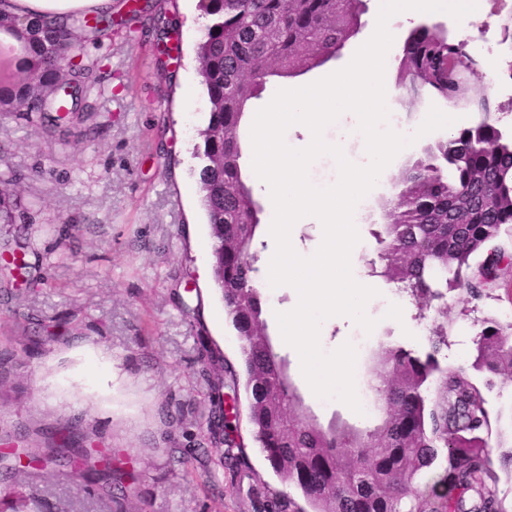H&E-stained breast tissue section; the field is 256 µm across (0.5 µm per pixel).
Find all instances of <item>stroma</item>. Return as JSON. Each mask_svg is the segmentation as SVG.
<instances>
[{
	"mask_svg": "<svg viewBox=\"0 0 512 512\" xmlns=\"http://www.w3.org/2000/svg\"><path fill=\"white\" fill-rule=\"evenodd\" d=\"M133 27L113 24L97 40L77 34L97 90L79 109L95 128L51 132L19 114L0 117V178H21L25 221L0 224V262L16 245L41 257L39 285L0 288V356L9 375L0 385V449L30 446L31 429L81 420L94 445L120 452L135 477L127 481L126 512H253L219 449L202 440L209 384L223 364H237L235 331L211 274L209 231L200 203L195 147L209 103L197 47L207 18L199 0H155ZM359 33L340 56L305 74L271 78L270 87L302 86L344 65L373 33L379 0H366ZM447 130L420 138L361 204L357 266L377 259V204L398 191L406 162L423 156ZM378 295L367 309L377 325L364 333L334 320L320 331L330 352L344 342L358 351L355 372L366 376L382 345L429 349L430 319L418 318L402 296L406 324L385 316L394 284L374 278ZM512 318V277L501 276L478 299L448 294L450 344L442 366L470 365L480 321ZM55 338H46L44 328ZM212 358L201 359V342ZM321 424L376 425L335 399L297 383ZM27 491L52 512H113L110 497L88 495L87 481L66 469L27 471Z\"/></svg>",
	"mask_w": 512,
	"mask_h": 512,
	"instance_id": "obj_1",
	"label": "stroma"
}]
</instances>
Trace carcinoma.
Masks as SVG:
<instances>
[{
  "label": "carcinoma",
  "instance_id": "obj_1",
  "mask_svg": "<svg viewBox=\"0 0 512 512\" xmlns=\"http://www.w3.org/2000/svg\"><path fill=\"white\" fill-rule=\"evenodd\" d=\"M200 7L209 18L197 58L210 112L196 148L198 183L214 285L239 344V369L228 367L231 383L210 385L208 443L227 446L219 462L248 466L244 420L273 472L299 494H267L251 485L247 496L255 512H512L499 490V473L512 481V449L494 452L503 447L499 418L484 394L494 380L512 379L511 321L488 318L475 334L470 368L483 374L481 382L465 366H441L446 320L433 330L423 357L379 347L370 372L378 381L381 416L365 431L325 428L303 412L268 332L254 245L262 206L241 168L242 119L267 77L294 76L336 58L358 32L363 0H201ZM112 23L110 7L89 19L72 13L30 23L0 14V31L12 34L27 57V66L0 85V106L41 125L86 122L92 113L68 107L57 90L66 81L58 63L76 48V29L95 35ZM468 57L456 40L413 30L399 60L398 72L408 81L398 85L401 98L427 93L448 107L495 111L487 88L459 75ZM17 187L15 178L0 180L1 224L16 222ZM381 209L384 224L374 236L382 249L379 262H369V275L418 304H440L450 289L476 296L481 282L497 278L502 263L512 261L500 245L512 238V131L483 122L436 142L406 169L399 194L382 201ZM11 265L27 286L36 284L25 256L13 257ZM225 388L232 392L227 410ZM34 435L33 445L1 454L0 469H48L68 461L124 494L132 474L112 453L87 446L89 434L65 424ZM433 468L441 470L440 489L420 491L418 477ZM0 512H46V504L14 476L0 494Z\"/></svg>",
  "mask_w": 512,
  "mask_h": 512
}]
</instances>
